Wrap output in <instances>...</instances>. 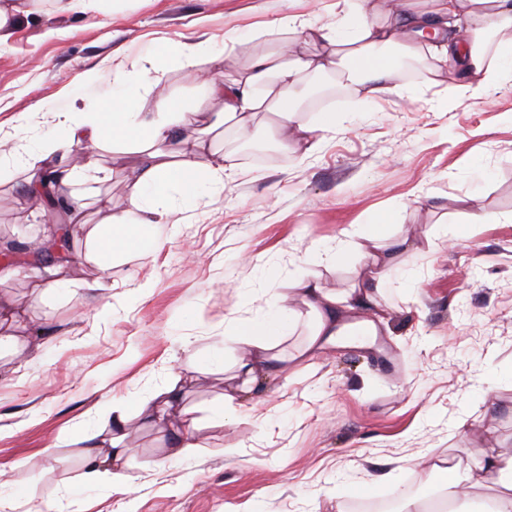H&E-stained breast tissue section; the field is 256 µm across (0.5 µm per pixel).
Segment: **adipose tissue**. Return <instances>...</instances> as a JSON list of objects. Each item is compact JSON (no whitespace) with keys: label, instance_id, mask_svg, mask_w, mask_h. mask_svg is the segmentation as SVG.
<instances>
[{"label":"adipose tissue","instance_id":"1","mask_svg":"<svg viewBox=\"0 0 512 512\" xmlns=\"http://www.w3.org/2000/svg\"><path fill=\"white\" fill-rule=\"evenodd\" d=\"M343 2L358 5L363 16L360 24L301 25L307 39L323 44V53L311 55L297 45L278 56H256L236 77L211 80L210 97L224 103L223 112L216 115L218 123H231L235 133L243 137L257 112L274 105L282 119L283 146L312 153L320 143L317 129L300 117L298 107L290 104L291 91L306 77L334 70L335 55L342 47L354 46L363 61L355 77L359 91L368 99L382 97L392 92L399 77L389 50L418 54L428 30L441 41L438 71L462 74L469 86L479 90L495 89L512 81V0H431L430 9L407 6L391 12L380 25L367 20L369 13L376 10L374 0ZM216 58L211 44L160 38L149 56L151 76L116 80L111 98L99 101L89 112L65 111L59 102H43L41 112L61 113L65 119L49 129L41 141L30 140L22 129L10 134V149L0 150V167L22 165L31 189L38 187L43 174L53 175L52 190L72 200L76 212L81 205L73 200L72 185L98 177L100 168L88 156L82 163L61 168L53 159L54 153H69L77 146L103 149L132 143L141 147L136 165L124 176L127 208L113 209L111 198H104L101 207L108 211V219L83 227L84 258L96 266L98 276L91 281L73 279L68 277L64 264H56L49 268L46 279L36 282L37 298L44 301L78 288L95 299L111 291L106 271L114 264L157 254L163 242L155 235V226L195 209L215 190L223 188L225 177L239 173L237 157L228 152L201 162L202 139L188 135L205 109V101L177 103L161 87V78L171 67L196 68ZM147 100L153 101V111H144ZM410 246L409 240L391 243L383 232L365 231L359 233L355 244L365 263L352 287L329 289L315 275L291 282L289 289L306 308L309 318L304 344L290 354L276 350L271 342L272 337L290 333L295 314L291 308L267 313L262 334L235 333L233 341L241 353L232 365L222 404L260 390H274L279 380L290 378L300 365L321 353L325 343L335 336L343 315L372 303L374 290L389 282L395 252ZM223 367L224 352L218 348L201 364L175 374L162 386L100 403L94 423L83 432L84 475L82 482L71 487V496H79L87 486L105 478L113 489L125 490L130 450L124 439L128 423L134 420L158 433L171 460L192 459L201 446V425L189 415L184 403L186 393L198 385L202 376ZM484 486L500 487L501 492L492 498L472 496V489ZM439 493L456 503L455 512H512V456L488 458L468 473L446 469Z\"/></svg>","mask_w":512,"mask_h":512}]
</instances>
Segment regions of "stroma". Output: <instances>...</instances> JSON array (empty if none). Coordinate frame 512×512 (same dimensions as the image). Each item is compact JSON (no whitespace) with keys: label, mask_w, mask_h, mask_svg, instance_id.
Segmentation results:
<instances>
[{"label":"stroma","mask_w":512,"mask_h":512,"mask_svg":"<svg viewBox=\"0 0 512 512\" xmlns=\"http://www.w3.org/2000/svg\"><path fill=\"white\" fill-rule=\"evenodd\" d=\"M335 0H119L110 15L61 11L58 0H17L12 35L0 46V130L40 134L35 108L62 97L109 57L141 74L153 38L222 47L227 32L290 15L323 17ZM247 41L209 65L208 75L244 70L281 50ZM424 70L402 75L396 93L368 100L351 81L306 113L335 123L305 155L277 143L278 116L263 112L248 138L211 130L206 153H234L241 166L190 218L156 227L162 250L115 264L110 318L85 293L57 308L32 296L35 262L20 257L0 282V303L25 311L26 330L48 337L15 367L0 359V487L67 512V487L81 475L80 432L97 405L165 384L198 363L225 333L256 331L281 306L289 283L316 275L343 290L363 260L352 234L386 224L391 240L417 249L396 258L400 275L370 308L353 311L375 334L363 346H326L274 396L255 394L224 410L197 455L164 460L156 433L130 425L126 492L88 488L85 512H336L355 500L512 455V85L460 91ZM274 143L283 161L247 160L246 139ZM109 180L83 188V214H104L96 194L127 205L124 174L133 146L96 151ZM26 175L0 172V253L26 244L32 224L56 215L21 203ZM499 215L474 224L472 208ZM457 232L453 243L445 230ZM341 253L338 263L327 254ZM465 431H457L458 421Z\"/></svg>","instance_id":"1"}]
</instances>
